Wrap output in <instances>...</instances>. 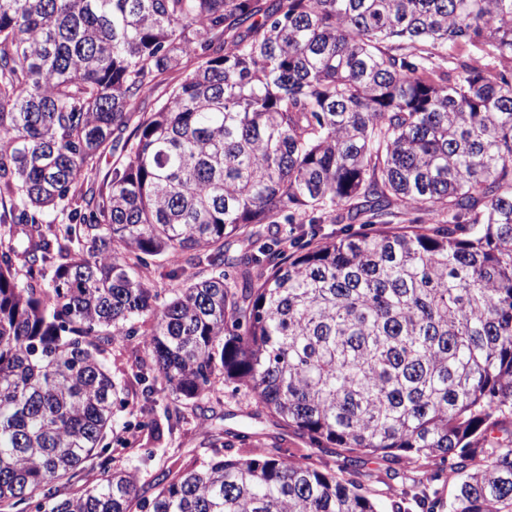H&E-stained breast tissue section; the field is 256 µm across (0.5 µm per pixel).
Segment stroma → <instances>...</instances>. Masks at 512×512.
Instances as JSON below:
<instances>
[{
  "label": "stroma",
  "mask_w": 512,
  "mask_h": 512,
  "mask_svg": "<svg viewBox=\"0 0 512 512\" xmlns=\"http://www.w3.org/2000/svg\"><path fill=\"white\" fill-rule=\"evenodd\" d=\"M142 353L139 338L133 337L116 342L106 354V364L119 383L125 401L124 406L114 409L116 432L125 446L115 450L113 456L135 471L141 487L150 488L161 467L179 469L208 459L213 450L207 434L214 430L226 431V452L237 457L257 458L275 445L286 455L310 456L324 469L337 471L352 464L351 454L344 449L311 448L306 437L257 407L242 385H220L222 403L216 416L202 419L189 413L177 427H170L164 415L168 393L159 391L145 396L137 380L133 360ZM357 466L365 475V485L382 505L399 498L406 512H422L421 490L403 489L400 481L387 476L393 469L413 472L418 469V462L366 457Z\"/></svg>",
  "instance_id": "35a3bbf8"
}]
</instances>
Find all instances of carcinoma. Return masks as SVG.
Returning <instances> with one entry per match:
<instances>
[{
  "instance_id": "1",
  "label": "carcinoma",
  "mask_w": 512,
  "mask_h": 512,
  "mask_svg": "<svg viewBox=\"0 0 512 512\" xmlns=\"http://www.w3.org/2000/svg\"><path fill=\"white\" fill-rule=\"evenodd\" d=\"M133 336L170 422L241 383L313 448L452 473L423 512H512V0H0V512H383L275 446L70 492ZM183 76V70H171L167 74L166 80L155 89V91L153 92L152 96L149 99H147L144 103L140 105L138 111L152 112V110L156 106V102L158 100H164L168 96L171 87L178 84L182 80Z\"/></svg>"
}]
</instances>
